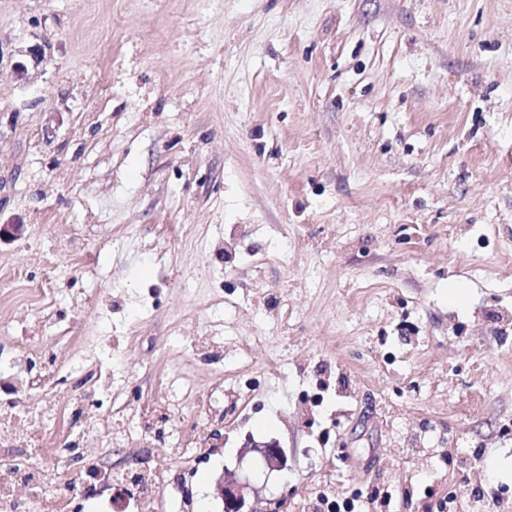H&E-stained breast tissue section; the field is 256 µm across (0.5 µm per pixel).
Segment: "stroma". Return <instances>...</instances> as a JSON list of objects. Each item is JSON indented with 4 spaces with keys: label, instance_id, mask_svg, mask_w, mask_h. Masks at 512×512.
Here are the masks:
<instances>
[{
    "label": "stroma",
    "instance_id": "obj_1",
    "mask_svg": "<svg viewBox=\"0 0 512 512\" xmlns=\"http://www.w3.org/2000/svg\"><path fill=\"white\" fill-rule=\"evenodd\" d=\"M1 224L0 411L165 512H512V0H0ZM140 498L143 501V503H149L152 505L151 510H142L141 511H148V512H155L157 511V503L158 498L161 495V491L164 486V478L160 474V472L157 471H151L149 473H144L140 475ZM218 494L226 512H263L247 502L248 486L234 480H225L224 475L217 484ZM247 508V510H244Z\"/></svg>",
    "mask_w": 512,
    "mask_h": 512
}]
</instances>
